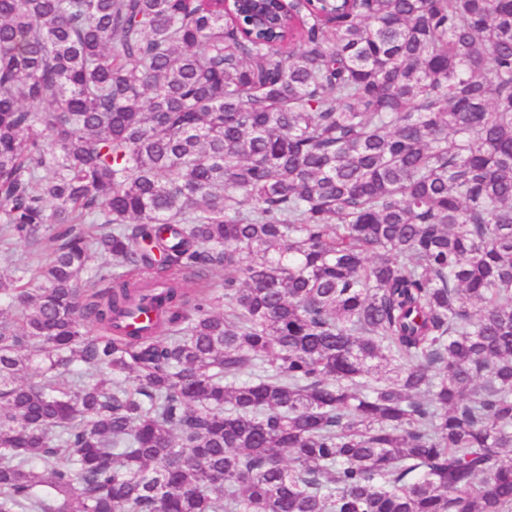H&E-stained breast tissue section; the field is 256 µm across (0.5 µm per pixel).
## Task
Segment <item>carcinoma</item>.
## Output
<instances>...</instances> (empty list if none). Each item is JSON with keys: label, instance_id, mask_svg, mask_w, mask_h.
<instances>
[{"label": "carcinoma", "instance_id": "1", "mask_svg": "<svg viewBox=\"0 0 512 512\" xmlns=\"http://www.w3.org/2000/svg\"><path fill=\"white\" fill-rule=\"evenodd\" d=\"M0 237V512H512V0H0Z\"/></svg>", "mask_w": 512, "mask_h": 512}]
</instances>
